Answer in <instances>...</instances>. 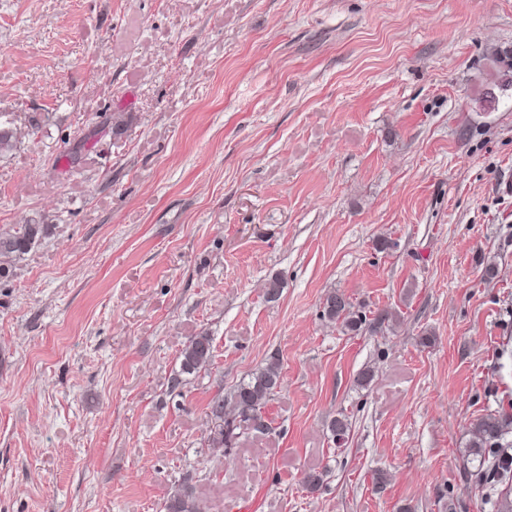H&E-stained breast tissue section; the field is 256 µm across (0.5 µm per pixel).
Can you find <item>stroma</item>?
Here are the masks:
<instances>
[{"instance_id": "stroma-1", "label": "stroma", "mask_w": 512, "mask_h": 512, "mask_svg": "<svg viewBox=\"0 0 512 512\" xmlns=\"http://www.w3.org/2000/svg\"><path fill=\"white\" fill-rule=\"evenodd\" d=\"M509 50L512 0H0V231L42 227L0 261V512H164L186 474L204 512H491L464 453L512 413ZM334 289L395 327L327 322ZM272 356L266 430L212 451ZM213 339L206 333L192 336L179 354L181 374L199 373L211 365Z\"/></svg>"}]
</instances>
